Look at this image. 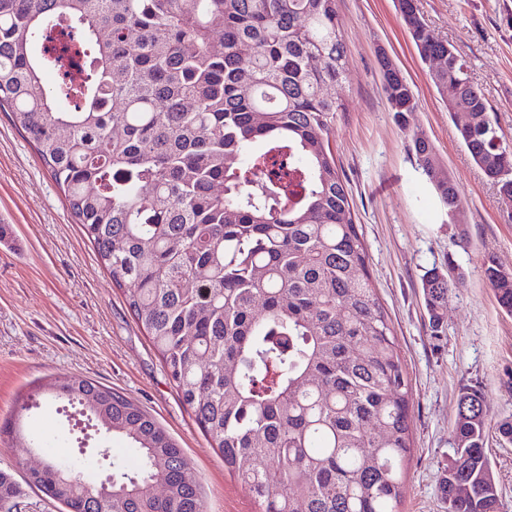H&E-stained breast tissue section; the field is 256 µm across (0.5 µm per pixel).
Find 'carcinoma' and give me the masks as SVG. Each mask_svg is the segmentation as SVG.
Returning a JSON list of instances; mask_svg holds the SVG:
<instances>
[{"label": "carcinoma", "instance_id": "obj_1", "mask_svg": "<svg viewBox=\"0 0 512 512\" xmlns=\"http://www.w3.org/2000/svg\"><path fill=\"white\" fill-rule=\"evenodd\" d=\"M399 5L420 58L446 57L432 83L470 113L459 139L511 205L512 150L496 146L484 96L414 0ZM378 62L390 111H413L412 84ZM347 63L336 0H0V111L34 144L257 512H296L299 501L306 512H398L411 455L405 370L329 141ZM47 68L60 75L52 88ZM409 151L431 175L426 134ZM434 189L464 213L450 179ZM483 274L512 313V274ZM422 288L440 328L448 278L430 269ZM44 391L131 440L139 465L103 461L105 488L80 459L57 456L65 467L27 473L26 485L65 512H203L184 450L147 411L83 376ZM488 425L481 394L463 393L440 480L448 512H501ZM2 432L45 453L66 442L19 421ZM22 496L1 470L0 512H22Z\"/></svg>", "mask_w": 512, "mask_h": 512}]
</instances>
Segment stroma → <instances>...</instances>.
I'll return each instance as SVG.
<instances>
[{"mask_svg":"<svg viewBox=\"0 0 512 512\" xmlns=\"http://www.w3.org/2000/svg\"><path fill=\"white\" fill-rule=\"evenodd\" d=\"M424 22L465 61L512 145V0H415ZM348 47L346 109L329 132L385 306L410 392L413 450L404 465L399 512H448L439 492L453 458L462 392L479 390L491 421L512 418V313L482 274L494 262L512 273V206L462 146L411 41L398 0H336ZM387 54L416 94L397 116L382 91L377 59ZM432 141L456 184L465 221L452 224L408 144ZM0 421L38 383L84 376L149 412L184 449L201 485L204 512H257V505L195 422L121 290L75 224L34 145L0 112ZM448 276V308L433 331L421 278Z\"/></svg>","mask_w":512,"mask_h":512,"instance_id":"obj_1","label":"stroma"}]
</instances>
